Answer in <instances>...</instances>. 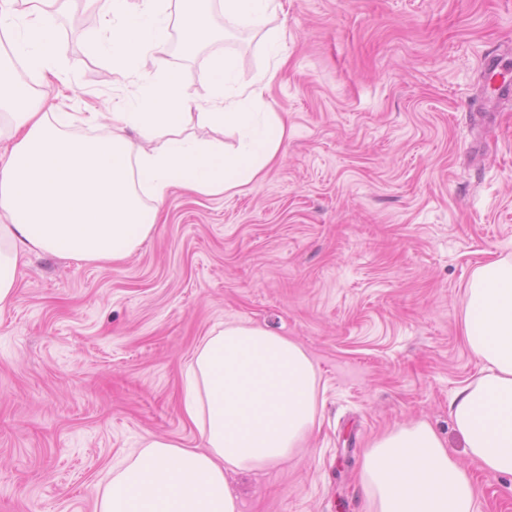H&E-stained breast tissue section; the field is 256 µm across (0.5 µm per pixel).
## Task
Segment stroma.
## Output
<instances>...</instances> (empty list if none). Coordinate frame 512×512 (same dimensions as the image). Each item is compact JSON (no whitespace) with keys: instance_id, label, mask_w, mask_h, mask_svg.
<instances>
[{"instance_id":"obj_1","label":"stroma","mask_w":512,"mask_h":512,"mask_svg":"<svg viewBox=\"0 0 512 512\" xmlns=\"http://www.w3.org/2000/svg\"><path fill=\"white\" fill-rule=\"evenodd\" d=\"M57 28L71 79L28 73L46 112L121 111L112 22ZM276 31L285 57L263 45ZM157 65L200 106L217 54L242 78L276 68L260 111L288 117L282 157L237 193L171 188L126 260L45 255L0 310V512H95L99 488L153 436L202 447L181 413L185 368L227 323L300 345L317 422L283 463L229 473L240 512H370V443L424 421L463 467L450 415L480 363L462 336L465 288L512 256V100L481 137L484 54L512 42V0H279L262 26L184 56L177 25ZM477 512H512V476L476 471Z\"/></svg>"}]
</instances>
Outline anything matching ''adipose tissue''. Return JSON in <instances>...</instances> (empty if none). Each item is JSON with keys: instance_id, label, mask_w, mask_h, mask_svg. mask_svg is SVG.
Instances as JSON below:
<instances>
[{"instance_id": "ef3b65f1", "label": "adipose tissue", "mask_w": 512, "mask_h": 512, "mask_svg": "<svg viewBox=\"0 0 512 512\" xmlns=\"http://www.w3.org/2000/svg\"><path fill=\"white\" fill-rule=\"evenodd\" d=\"M57 0H0V33L13 53L0 59V309L18 286L27 254L118 262L149 237L171 187L201 195L238 191L258 178L288 138L285 120L255 112L276 72L242 80L238 63L214 58L208 111L192 113L187 88L155 63L168 44L163 0H85L111 17L112 83L136 75L145 97L122 112H44L17 63L56 71ZM278 0H224V22L262 24ZM106 126L105 135L73 136L75 124ZM233 129L234 149L202 139L194 126ZM464 340L482 363L450 403L469 457L512 475V258L486 262L465 289ZM315 366L295 342L245 324L204 337L191 360L183 399L206 448L148 438L112 474L95 512H239L227 472L288 460L316 422ZM360 477L371 512H476L471 474L449 455L428 424L389 432L365 451Z\"/></svg>"}]
</instances>
